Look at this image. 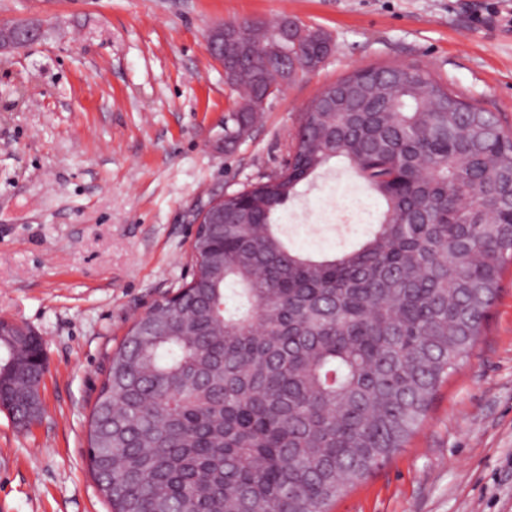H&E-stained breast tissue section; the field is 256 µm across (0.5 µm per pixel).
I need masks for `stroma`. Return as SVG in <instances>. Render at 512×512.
Masks as SVG:
<instances>
[{
    "instance_id": "1",
    "label": "stroma",
    "mask_w": 512,
    "mask_h": 512,
    "mask_svg": "<svg viewBox=\"0 0 512 512\" xmlns=\"http://www.w3.org/2000/svg\"><path fill=\"white\" fill-rule=\"evenodd\" d=\"M495 0H0L40 42L0 53V318L41 337L42 417L0 411V512H109L88 456L112 350L190 278L197 214L281 171L303 112L368 66L426 68L512 128V29ZM289 16L333 51L236 145L240 100L206 45L221 22ZM383 203L331 160L275 220L295 249L357 244ZM331 512H512V269L483 335L405 448Z\"/></svg>"
}]
</instances>
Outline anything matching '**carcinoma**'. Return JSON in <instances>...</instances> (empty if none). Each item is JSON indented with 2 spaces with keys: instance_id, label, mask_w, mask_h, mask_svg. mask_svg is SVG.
Listing matches in <instances>:
<instances>
[{
  "instance_id": "cac0c4a2",
  "label": "carcinoma",
  "mask_w": 512,
  "mask_h": 512,
  "mask_svg": "<svg viewBox=\"0 0 512 512\" xmlns=\"http://www.w3.org/2000/svg\"><path fill=\"white\" fill-rule=\"evenodd\" d=\"M298 52L330 38L303 28ZM264 45L225 54L248 68L237 134L278 71ZM356 69L321 91L279 174L224 196V223L193 241V274L112 352L89 424L110 512H329L424 421L473 350L512 265V130L417 66ZM384 203L367 238L316 257L276 211L330 160ZM240 299L229 309L224 299ZM41 344L0 336V410L40 374Z\"/></svg>"
}]
</instances>
